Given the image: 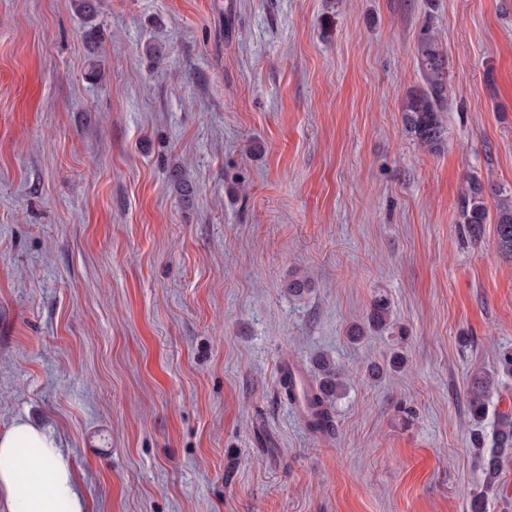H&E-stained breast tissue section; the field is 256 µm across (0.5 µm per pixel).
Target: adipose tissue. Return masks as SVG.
I'll return each mask as SVG.
<instances>
[{"mask_svg":"<svg viewBox=\"0 0 512 512\" xmlns=\"http://www.w3.org/2000/svg\"><path fill=\"white\" fill-rule=\"evenodd\" d=\"M0 512H86V499L54 436L19 419L0 433Z\"/></svg>","mask_w":512,"mask_h":512,"instance_id":"1","label":"adipose tissue"}]
</instances>
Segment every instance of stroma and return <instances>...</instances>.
Returning a JSON list of instances; mask_svg holds the SVG:
<instances>
[{
	"label": "stroma",
	"mask_w": 512,
	"mask_h": 512,
	"mask_svg": "<svg viewBox=\"0 0 512 512\" xmlns=\"http://www.w3.org/2000/svg\"><path fill=\"white\" fill-rule=\"evenodd\" d=\"M97 2L0 0V432L52 431L88 512H469L512 262L459 201L512 196V0ZM426 28L433 152L401 112ZM322 357L326 435L281 389ZM416 56L424 80V88L408 95L402 106L407 131L430 149L442 143L443 105L448 92V56L436 36L423 30L416 46ZM485 200L484 184L477 178L471 179L462 198L460 212L463 224H467L468 230L475 241L481 238L483 226L492 223ZM492 384L489 376L477 374L472 379L473 398L470 402V415L476 423L484 420L486 411L485 394Z\"/></svg>",
	"instance_id": "35a3bbf8"
}]
</instances>
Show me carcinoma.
Wrapping results in <instances>:
<instances>
[{"label": "carcinoma", "instance_id": "obj_1", "mask_svg": "<svg viewBox=\"0 0 512 512\" xmlns=\"http://www.w3.org/2000/svg\"><path fill=\"white\" fill-rule=\"evenodd\" d=\"M416 56L424 88L410 93L405 99L402 118L407 131L421 145L433 149L441 145L444 133L442 112L448 92V56L436 36L427 29L418 38ZM460 212L463 223L467 224L476 241L481 238L484 225L495 224L499 255L512 262V197L499 199L492 215L486 205L484 184L473 178L462 198ZM389 316L386 299H376L371 310V321L384 325ZM319 372V384L310 385L294 365L287 363L282 368L281 387L288 400L300 407L306 427L313 433L324 435L333 428L328 397L343 389L344 380L342 370L329 361L320 362ZM491 384L492 378L485 375L477 374L472 379L473 398L469 410L477 423L484 420L485 394ZM472 442L476 446L484 481L483 492L470 498L469 510L484 512V493L498 487L503 459L512 453V413L502 412L498 415L491 448H484L485 437L479 432L473 433Z\"/></svg>", "mask_w": 512, "mask_h": 512}]
</instances>
